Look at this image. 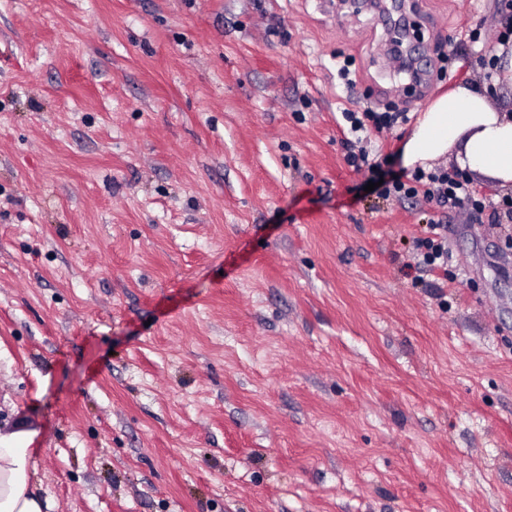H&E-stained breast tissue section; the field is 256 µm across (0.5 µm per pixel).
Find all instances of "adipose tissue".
Masks as SVG:
<instances>
[{"label": "adipose tissue", "mask_w": 512, "mask_h": 512, "mask_svg": "<svg viewBox=\"0 0 512 512\" xmlns=\"http://www.w3.org/2000/svg\"><path fill=\"white\" fill-rule=\"evenodd\" d=\"M455 155L461 167L512 188V109L493 104L487 88L456 86L418 116L401 150L413 170ZM33 449L0 443V512H48L37 492Z\"/></svg>", "instance_id": "1"}]
</instances>
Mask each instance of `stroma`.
<instances>
[{
    "label": "stroma",
    "instance_id": "obj_1",
    "mask_svg": "<svg viewBox=\"0 0 512 512\" xmlns=\"http://www.w3.org/2000/svg\"><path fill=\"white\" fill-rule=\"evenodd\" d=\"M497 4L419 0L416 95L366 2L0 0V439L53 512H512V222L365 191L342 119L398 155ZM358 114L359 112H351L349 110L342 113L345 121L350 123L349 130L351 133L364 132L367 129L365 119L372 122L375 129L391 127L398 123L399 120L402 123L408 120V113L399 108L385 112L366 111L361 113V117ZM445 224H430L431 236L417 243L416 269L421 272H433L448 269V244Z\"/></svg>",
    "mask_w": 512,
    "mask_h": 512
}]
</instances>
